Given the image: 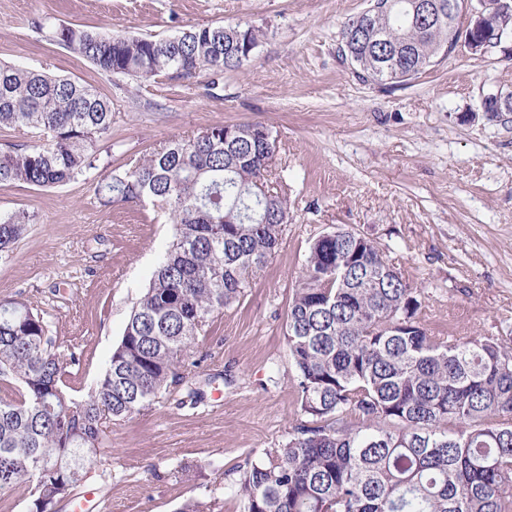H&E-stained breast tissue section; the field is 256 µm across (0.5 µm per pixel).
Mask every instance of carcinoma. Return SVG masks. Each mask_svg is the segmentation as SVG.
<instances>
[{"instance_id":"carcinoma-1","label":"carcinoma","mask_w":512,"mask_h":512,"mask_svg":"<svg viewBox=\"0 0 512 512\" xmlns=\"http://www.w3.org/2000/svg\"><path fill=\"white\" fill-rule=\"evenodd\" d=\"M417 0H386L350 18L339 55L363 83H406L451 53L448 0L435 16ZM388 42L379 43V35ZM55 38L106 75L148 80L235 71L260 34L202 25L169 38L61 27ZM0 127L40 144L0 152V184L63 185L95 169L112 131V102L43 71L0 64ZM174 137L121 175L95 183L103 205L145 202L176 232L133 308L103 376L79 400L49 325L23 302L0 300V491L25 486L29 512H55L104 445L103 424L128 419L176 385L198 337L240 300L247 279L280 248L284 194L259 192L278 140L259 123ZM32 221L0 217V258ZM425 302L373 239L342 226L316 237L286 315L288 365L305 421L279 448L231 469L243 512H512V336L437 335ZM179 512H223L216 497Z\"/></svg>"}]
</instances>
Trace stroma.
<instances>
[{"mask_svg":"<svg viewBox=\"0 0 512 512\" xmlns=\"http://www.w3.org/2000/svg\"><path fill=\"white\" fill-rule=\"evenodd\" d=\"M367 0H0V61L93 86L112 101L96 169L55 188L0 184V216L34 221L0 259V299L41 313L80 356L83 396L103 374L134 303L175 234L150 205L101 206L95 175L124 171L176 136L239 122L278 139L275 174L292 221L278 252L191 353L206 399L182 390L108 423L82 490L106 512H178L216 496L240 512L229 469L287 443L299 421L284 337L288 294L310 242L344 225L377 241L420 289L426 323L458 336L512 335V112L479 102L512 93V42L457 47L403 85L362 83L337 52ZM262 33L240 69L144 81L106 75L61 45L62 26L169 37L202 24ZM194 476L183 481L181 466Z\"/></svg>","mask_w":512,"mask_h":512,"instance_id":"1","label":"stroma"}]
</instances>
